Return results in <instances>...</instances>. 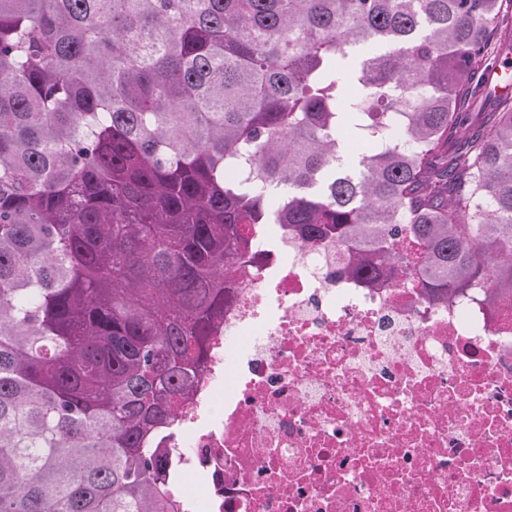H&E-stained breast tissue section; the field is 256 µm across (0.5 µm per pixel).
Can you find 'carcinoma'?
Listing matches in <instances>:
<instances>
[{
	"label": "carcinoma",
	"instance_id": "cac0c4a2",
	"mask_svg": "<svg viewBox=\"0 0 512 512\" xmlns=\"http://www.w3.org/2000/svg\"><path fill=\"white\" fill-rule=\"evenodd\" d=\"M507 47L512 0H0V512H174L244 224L511 299Z\"/></svg>",
	"mask_w": 512,
	"mask_h": 512
}]
</instances>
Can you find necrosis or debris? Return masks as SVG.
<instances>
[{
    "mask_svg": "<svg viewBox=\"0 0 512 512\" xmlns=\"http://www.w3.org/2000/svg\"><path fill=\"white\" fill-rule=\"evenodd\" d=\"M280 224L152 445L176 512H512V299L430 302Z\"/></svg>",
    "mask_w": 512,
    "mask_h": 512,
    "instance_id": "1",
    "label": "necrosis or debris"
}]
</instances>
